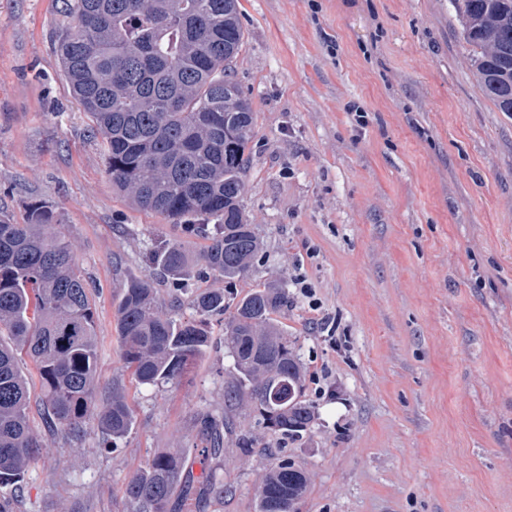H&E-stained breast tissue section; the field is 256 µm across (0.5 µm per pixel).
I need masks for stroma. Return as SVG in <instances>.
<instances>
[{
  "label": "stroma",
  "mask_w": 512,
  "mask_h": 512,
  "mask_svg": "<svg viewBox=\"0 0 512 512\" xmlns=\"http://www.w3.org/2000/svg\"><path fill=\"white\" fill-rule=\"evenodd\" d=\"M236 79L256 114L242 204L262 242L255 267L174 290L151 250L207 241L116 193L61 71L59 0H0V210L53 212L92 290L98 400L134 421L115 448L31 426L43 448L21 512H130L148 460L198 445L199 420L231 416L252 448L188 458L219 484L196 512H257L283 456L311 474L295 512H512V116L484 95L451 0H241ZM363 112L357 124L354 112ZM150 278L159 309L194 319L196 293L284 288L277 315L306 369L315 419L283 443L224 410L234 360L224 319L180 381L139 385L120 353L124 284Z\"/></svg>",
  "instance_id": "35a3bbf8"
}]
</instances>
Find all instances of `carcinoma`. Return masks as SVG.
<instances>
[{
    "label": "carcinoma",
    "mask_w": 512,
    "mask_h": 512,
    "mask_svg": "<svg viewBox=\"0 0 512 512\" xmlns=\"http://www.w3.org/2000/svg\"><path fill=\"white\" fill-rule=\"evenodd\" d=\"M479 85L512 116V0H453ZM69 25L57 53L74 98L101 142L112 187L137 207L209 238L199 256L177 242L155 248L152 264L181 290L201 273L231 284L253 266L261 241L241 201L255 135V112L235 79L246 44L240 0H64ZM52 211L31 205L16 223L0 211V486L17 491L41 441L30 421L33 387L19 368L35 366L49 427L76 437L94 423L114 447L133 424L122 394L96 400L99 341L89 291L71 244L49 231ZM214 228H209V224ZM282 288L258 284L224 321L235 376L224 404L250 408L279 440H300L314 419L305 399V369L276 314ZM201 317L222 315L224 290L196 296ZM122 355L144 385L180 379L205 353L202 321L159 313L152 283L134 278L116 308ZM206 458L233 435L201 419ZM186 458L148 461L126 485L134 512H168ZM309 474L285 457L257 487L258 512H290Z\"/></svg>",
    "instance_id": "carcinoma-1"
}]
</instances>
